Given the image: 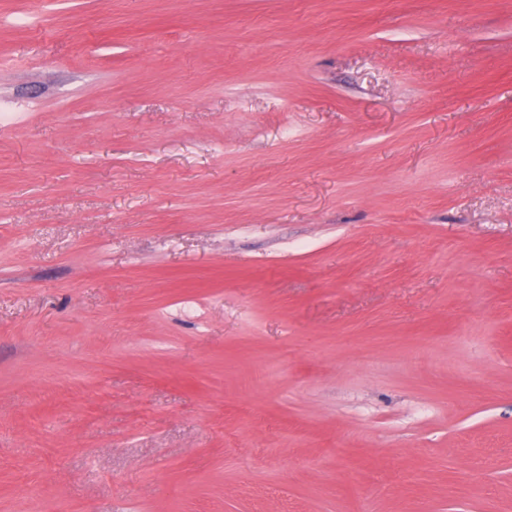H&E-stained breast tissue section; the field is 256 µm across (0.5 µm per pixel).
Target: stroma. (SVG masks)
<instances>
[{"label": "stroma", "mask_w": 512, "mask_h": 512, "mask_svg": "<svg viewBox=\"0 0 512 512\" xmlns=\"http://www.w3.org/2000/svg\"><path fill=\"white\" fill-rule=\"evenodd\" d=\"M0 512H512V0H0Z\"/></svg>", "instance_id": "1"}]
</instances>
